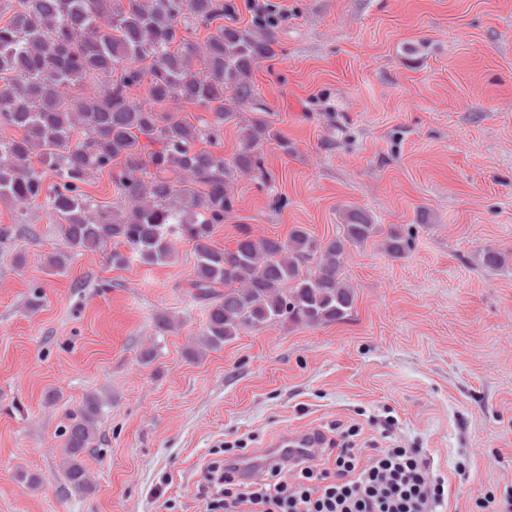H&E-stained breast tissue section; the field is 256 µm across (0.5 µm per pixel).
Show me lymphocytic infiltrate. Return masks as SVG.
<instances>
[{
  "mask_svg": "<svg viewBox=\"0 0 512 512\" xmlns=\"http://www.w3.org/2000/svg\"><path fill=\"white\" fill-rule=\"evenodd\" d=\"M360 425L342 441L296 457L290 466L264 464L262 482L235 477L240 454L225 443L223 463L204 470L209 512H442L448 480L421 449L358 445Z\"/></svg>",
  "mask_w": 512,
  "mask_h": 512,
  "instance_id": "1",
  "label": "lymphocytic infiltrate"
}]
</instances>
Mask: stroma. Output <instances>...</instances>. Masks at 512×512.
Returning a JSON list of instances; mask_svg holds the SVG:
<instances>
[{"label":"stroma","instance_id":"stroma-1","mask_svg":"<svg viewBox=\"0 0 512 512\" xmlns=\"http://www.w3.org/2000/svg\"><path fill=\"white\" fill-rule=\"evenodd\" d=\"M279 2L276 53L251 82L288 147L264 151L271 183L241 179L214 246L242 227L327 241L358 208L412 232V251L348 248L344 322L275 323L193 356L208 303L188 286L192 244L155 266L88 251L56 274L55 216L0 204V512H205L198 484L225 443L357 423L379 444L386 407L398 444L447 475V512L512 490V0ZM486 247L505 268L479 266ZM89 393L107 404L79 495L62 432Z\"/></svg>","mask_w":512,"mask_h":512}]
</instances>
